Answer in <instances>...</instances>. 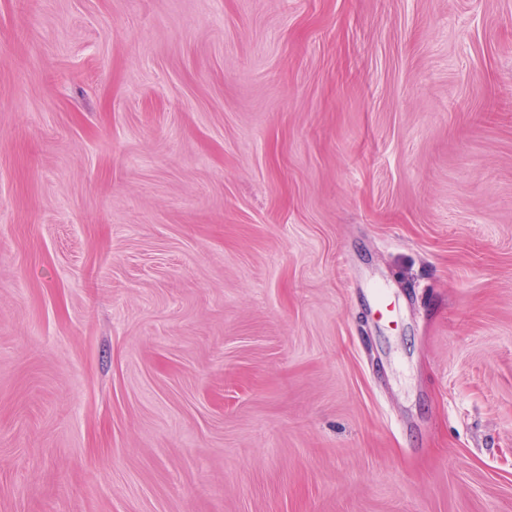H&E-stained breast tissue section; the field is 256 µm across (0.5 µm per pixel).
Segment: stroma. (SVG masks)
<instances>
[{"label":"stroma","mask_w":512,"mask_h":512,"mask_svg":"<svg viewBox=\"0 0 512 512\" xmlns=\"http://www.w3.org/2000/svg\"><path fill=\"white\" fill-rule=\"evenodd\" d=\"M0 512H512V0H0ZM370 306L373 315L379 322H393L394 305L382 289H373L370 293Z\"/></svg>","instance_id":"35a3bbf8"}]
</instances>
